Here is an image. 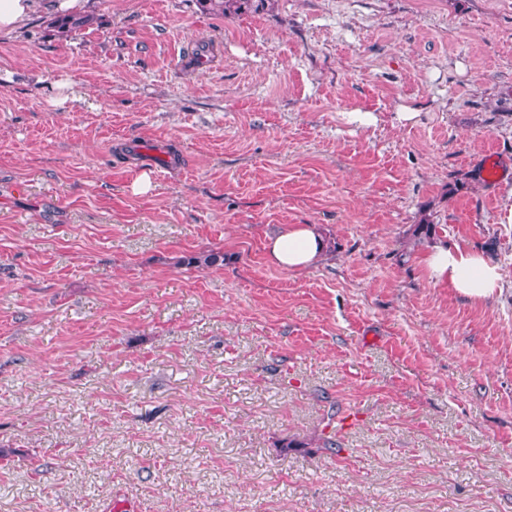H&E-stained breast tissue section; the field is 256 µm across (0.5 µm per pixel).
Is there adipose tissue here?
<instances>
[{
    "label": "adipose tissue",
    "mask_w": 512,
    "mask_h": 512,
    "mask_svg": "<svg viewBox=\"0 0 512 512\" xmlns=\"http://www.w3.org/2000/svg\"><path fill=\"white\" fill-rule=\"evenodd\" d=\"M88 5L89 0H0V34L16 31L41 9L80 12ZM266 249L272 264L297 271L317 265L325 242L315 225L288 224L269 238ZM424 267L430 282L453 288L473 302L493 301L503 291L501 265L480 249L438 244L426 254Z\"/></svg>",
    "instance_id": "1"
}]
</instances>
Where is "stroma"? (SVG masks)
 I'll use <instances>...</instances> for the list:
<instances>
[{
    "mask_svg": "<svg viewBox=\"0 0 512 512\" xmlns=\"http://www.w3.org/2000/svg\"><path fill=\"white\" fill-rule=\"evenodd\" d=\"M88 12L0 36V512H512V0ZM93 23V17L89 15H71L64 17H53L49 21V27L53 28L59 36L70 37L73 34L90 26ZM325 247L324 239L314 224H285L266 244L270 262L290 271L317 265ZM424 267L430 282L449 286L469 301L487 303L503 291V269L484 250L438 244L424 257Z\"/></svg>",
    "mask_w": 512,
    "mask_h": 512,
    "instance_id": "1",
    "label": "stroma"
}]
</instances>
